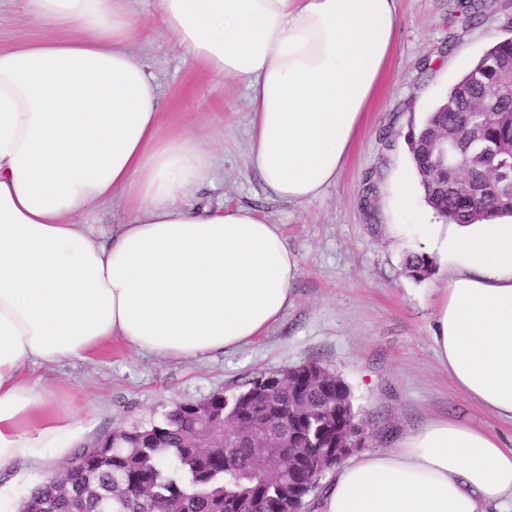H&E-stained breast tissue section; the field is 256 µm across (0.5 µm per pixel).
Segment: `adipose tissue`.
I'll return each instance as SVG.
<instances>
[{"instance_id":"1","label":"adipose tissue","mask_w":512,"mask_h":512,"mask_svg":"<svg viewBox=\"0 0 512 512\" xmlns=\"http://www.w3.org/2000/svg\"><path fill=\"white\" fill-rule=\"evenodd\" d=\"M52 38L0 45V473L67 457L80 419L35 370L120 340L161 358L224 353L287 308L299 266L281 225L211 209L193 189L216 155L163 129L160 89L129 51L132 0H24ZM190 58L249 92V166L288 203L334 185L393 44L397 0H156ZM122 192L104 230L77 222ZM449 261L433 341L453 386L512 422V224H423ZM512 512V448L434 420L363 454L320 512Z\"/></svg>"}]
</instances>
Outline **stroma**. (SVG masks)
I'll use <instances>...</instances> for the list:
<instances>
[{
  "mask_svg": "<svg viewBox=\"0 0 512 512\" xmlns=\"http://www.w3.org/2000/svg\"><path fill=\"white\" fill-rule=\"evenodd\" d=\"M457 0H399L387 75L336 185L317 200L290 204L268 195L248 167V94L232 79L189 59L162 28L132 53L157 76L165 120L189 124L221 166L199 201L243 206L282 225L299 265L292 300L252 343L213 358L138 355L121 343L91 360L40 369L48 390L68 394L87 424L86 441L158 421L174 404L247 388L258 375L310 360L340 373L356 411L369 423L367 451L392 447L426 421L473 424L512 448V425L457 392L437 363L432 326L446 277L416 280L404 271L422 221L438 223L421 195L407 207L397 187L412 166L405 136L420 124L487 48L511 35L512 0H495L464 23ZM24 0H0V45L47 35ZM50 457L0 479V512L59 467Z\"/></svg>",
  "mask_w": 512,
  "mask_h": 512,
  "instance_id": "obj_1",
  "label": "stroma"
}]
</instances>
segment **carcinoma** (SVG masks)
I'll list each match as a JSON object with an SVG mask.
<instances>
[{"label":"carcinoma","mask_w":512,"mask_h":512,"mask_svg":"<svg viewBox=\"0 0 512 512\" xmlns=\"http://www.w3.org/2000/svg\"><path fill=\"white\" fill-rule=\"evenodd\" d=\"M457 8L469 21L484 16L485 0H458ZM512 69V38L498 41L449 87L446 96L426 119L411 128L408 149L419 177L425 203L453 224H480L512 216V193L498 190L497 171L512 172V96L498 92V84ZM477 128L479 145L461 164L444 162L439 153L443 134L456 140ZM406 274L416 280L432 275L433 262L410 255ZM317 371L318 384L307 392V409L290 403L288 389L280 390L263 424L276 438L284 428L294 434L293 447L302 457L336 442V411L330 400L346 399L350 388L342 376L318 362L296 366ZM251 391L217 392L211 405L232 418L247 408ZM204 422L192 402H180L161 421L130 431H114L81 447L71 459L69 483L47 476L19 507V512H290L303 508L306 494L288 501V471L262 482L246 479L255 466V449L234 445L217 454L188 447L201 434Z\"/></svg>","instance_id":"obj_1"}]
</instances>
